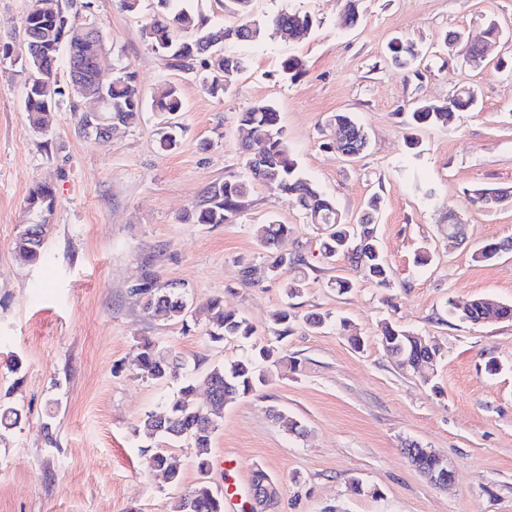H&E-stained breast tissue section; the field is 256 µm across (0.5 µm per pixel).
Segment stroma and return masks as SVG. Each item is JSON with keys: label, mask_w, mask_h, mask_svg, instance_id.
I'll list each match as a JSON object with an SVG mask.
<instances>
[{"label": "stroma", "mask_w": 512, "mask_h": 512, "mask_svg": "<svg viewBox=\"0 0 512 512\" xmlns=\"http://www.w3.org/2000/svg\"><path fill=\"white\" fill-rule=\"evenodd\" d=\"M33 3L0 0V37L19 57ZM341 8L342 0H255L259 17L309 12L313 30L299 42L273 32L240 46L249 65L232 76L229 94L214 98L144 44L140 28L153 0L137 15L119 0H91L88 15L106 46L104 78L127 64L144 99L170 83L180 88L184 131L172 152L160 149L148 108L104 143L79 134L64 110L51 136L38 134L23 110L25 73L0 66V403L23 411L0 441V512H171L198 483L187 442L134 431L180 387L138 374L146 341L185 361L202 404L211 367L261 346L287 356L265 366L257 392L225 405L213 435L204 477L220 491L234 482L243 512H253L258 468L278 487L276 512H512V320L474 325L446 312L447 302L475 297L512 304V250L487 263L472 259L475 246L512 239V201L480 211L469 198L478 186L512 191V75L497 69L512 61V0H359L360 20L350 28L337 24ZM489 16L506 35L487 43L486 67L469 71L449 60L446 33L482 40ZM396 37L423 49L419 71L392 64ZM291 56L303 63L293 80L282 70ZM465 85L478 92L473 111L445 127L407 130L415 102L448 101ZM266 101L299 169L348 222L381 196L377 236L390 287H376L346 260L324 259L321 230L264 184L229 223L185 222L212 184L241 174L239 114ZM339 112L352 113L369 138L351 161L328 146ZM410 133L414 151L405 143ZM39 183L54 191L53 229L47 262L26 266L14 243L21 225L42 220L28 204ZM430 188L435 198L426 197ZM452 213L467 224L464 243L443 232ZM273 220L290 228L281 251L306 261L305 288L291 300L283 279L262 272L259 228ZM424 245L433 260L420 267L415 255ZM339 277L350 291L336 290ZM147 281L186 289L193 320L148 315L139 292ZM214 297L253 325L249 340L210 341L202 307ZM287 304L295 320L284 337L272 315ZM310 311L349 320L363 346L333 325L311 329ZM386 321L434 340L442 350L434 369L400 368L380 344ZM491 360L499 373L487 372ZM290 420L297 431L288 430ZM409 441L443 457L454 482L430 483L402 454ZM157 451L177 465L179 485L146 470V453Z\"/></svg>", "instance_id": "1"}]
</instances>
